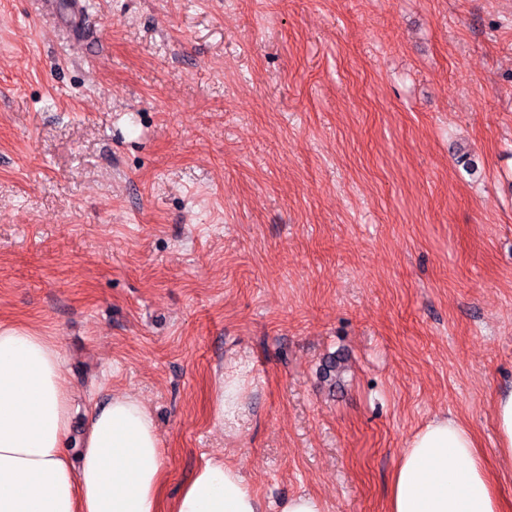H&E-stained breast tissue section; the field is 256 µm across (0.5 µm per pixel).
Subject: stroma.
Here are the masks:
<instances>
[{"label": "stroma", "mask_w": 512, "mask_h": 512, "mask_svg": "<svg viewBox=\"0 0 512 512\" xmlns=\"http://www.w3.org/2000/svg\"><path fill=\"white\" fill-rule=\"evenodd\" d=\"M73 1L0 0V324L59 340L72 438L128 392L166 499L221 458L387 512L448 415L512 503V0ZM244 366L235 362L225 374H221L213 393L212 410L215 421L225 431L233 432L244 420ZM494 421L497 432L496 448L506 457H512V391L500 394L495 402Z\"/></svg>", "instance_id": "obj_1"}]
</instances>
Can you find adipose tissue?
<instances>
[{"mask_svg":"<svg viewBox=\"0 0 512 512\" xmlns=\"http://www.w3.org/2000/svg\"><path fill=\"white\" fill-rule=\"evenodd\" d=\"M243 367L213 393L214 418L244 420ZM74 389L57 342L30 327L0 325V512H263L240 467L207 460L164 501L161 438L136 395L118 393L88 416L72 443ZM388 512H512L472 432L448 416L428 421L402 448Z\"/></svg>","mask_w":512,"mask_h":512,"instance_id":"ef3b65f1","label":"adipose tissue"}]
</instances>
